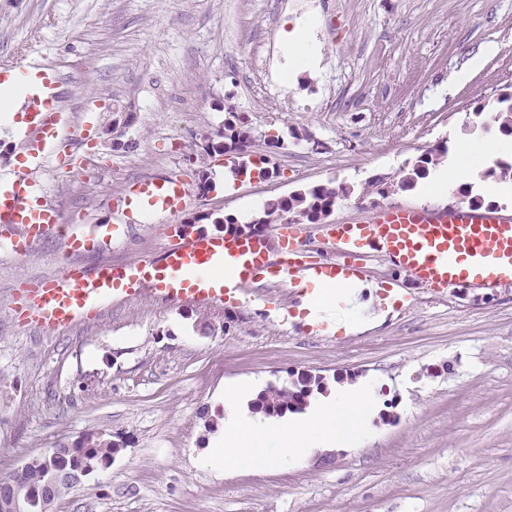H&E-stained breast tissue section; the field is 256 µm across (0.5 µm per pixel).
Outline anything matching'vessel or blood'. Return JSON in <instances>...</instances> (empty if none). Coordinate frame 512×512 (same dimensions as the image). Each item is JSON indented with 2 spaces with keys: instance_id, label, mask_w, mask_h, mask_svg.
Here are the masks:
<instances>
[{
  "instance_id": "obj_1",
  "label": "vessel or blood",
  "mask_w": 512,
  "mask_h": 512,
  "mask_svg": "<svg viewBox=\"0 0 512 512\" xmlns=\"http://www.w3.org/2000/svg\"><path fill=\"white\" fill-rule=\"evenodd\" d=\"M32 77L39 85L26 95L21 120L25 134L32 137L29 158L35 167L56 153L68 133V119L54 95L55 73L35 66L0 67V82ZM190 197L179 178H147L125 190L122 212L130 220L151 213L176 217ZM0 224L19 229V237L0 243L18 256L49 235L64 237L75 254L97 246L94 238L63 223L42 197L39 184L23 170L0 178ZM327 238L332 255L313 261L310 239L296 223L280 226L273 234L265 228L220 234L188 230L156 259L104 261L90 269L63 263L52 280L24 289L26 302L17 314L30 327L65 329L112 304L146 294L163 302L191 299L226 308L238 307L251 296L271 310L278 305L271 289L284 285L296 305L309 308L301 334L333 339L336 323L314 307L309 283L315 278L366 281L364 259L371 253L387 257L396 269L434 292L450 286L512 285V212L390 202L368 217L330 225ZM223 265L230 267V276L211 278V270Z\"/></svg>"
}]
</instances>
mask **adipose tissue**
<instances>
[{
  "instance_id": "ef3b65f1",
  "label": "adipose tissue",
  "mask_w": 512,
  "mask_h": 512,
  "mask_svg": "<svg viewBox=\"0 0 512 512\" xmlns=\"http://www.w3.org/2000/svg\"><path fill=\"white\" fill-rule=\"evenodd\" d=\"M509 150L511 142H460L456 160L441 165L426 190L447 194L465 179L470 167L490 166L500 153ZM382 386V381L373 377L340 384L318 395L304 411L277 418L248 412L245 404L253 393V384L229 385L224 390V433L217 438L216 449L206 463L215 469L255 472L298 463L318 452L358 449L373 434Z\"/></svg>"
}]
</instances>
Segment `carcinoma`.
Returning <instances> with one entry per match:
<instances>
[{"label": "carcinoma", "instance_id": "cac0c4a2", "mask_svg": "<svg viewBox=\"0 0 512 512\" xmlns=\"http://www.w3.org/2000/svg\"><path fill=\"white\" fill-rule=\"evenodd\" d=\"M495 120L505 131H512V94L496 99L494 106ZM222 143L215 146L217 152H230L252 147V139L248 122L237 120L225 123L224 131L217 134ZM445 147L433 148L421 154L411 169L399 182L400 188H413L418 180L424 178L429 170L440 163L447 155ZM353 193L347 185L319 186L307 191H299L286 199L272 200L267 204L264 217L257 220L259 224H270L291 214L309 221L317 220L325 215L336 200L346 198ZM319 381L310 377H299L288 388L269 387L254 402V406L266 414H279L288 410L298 409L311 394L312 386ZM117 452L113 448L111 436L102 432H91L82 441L73 446L62 445L51 449V452L32 458L26 465L21 476H13L0 482V512H11L6 507L17 484L22 491L28 492L26 512H42L41 501L49 493V485L58 482L61 491L66 492L81 482V479L98 468L105 467Z\"/></svg>", "mask_w": 512, "mask_h": 512}]
</instances>
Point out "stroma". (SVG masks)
Here are the masks:
<instances>
[{
    "label": "stroma",
    "instance_id": "1",
    "mask_svg": "<svg viewBox=\"0 0 512 512\" xmlns=\"http://www.w3.org/2000/svg\"><path fill=\"white\" fill-rule=\"evenodd\" d=\"M312 22L317 62L294 69L285 23ZM60 74L71 131L54 164L33 171L65 219L109 224L133 181L176 176L201 230L248 202L349 185L327 223L369 214L365 183L389 197L462 204L397 183L424 150L512 93V0H0V65ZM99 107L82 129L87 99ZM248 116L254 154L277 178L196 191L195 172L228 171L195 146ZM283 143L269 150L265 131ZM157 214L100 252L70 256L59 237L22 257L0 250V479L87 431L112 436L108 466L68 490L55 512H512V285L436 294L372 257L370 283L409 289L411 304L335 339L303 336L260 300L234 309L149 297L118 303L62 332L22 328L19 285L52 278L68 257L155 258L175 237ZM383 380L384 410L363 448L262 472L201 464L224 411V387L301 376Z\"/></svg>",
    "mask_w": 512,
    "mask_h": 512
}]
</instances>
